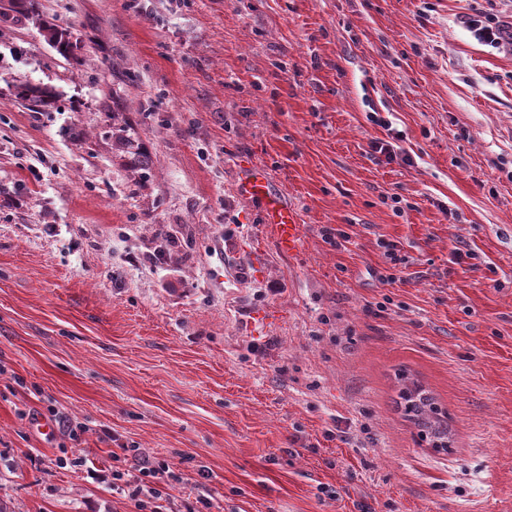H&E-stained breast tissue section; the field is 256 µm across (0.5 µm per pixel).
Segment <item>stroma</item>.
<instances>
[{"instance_id": "stroma-1", "label": "stroma", "mask_w": 512, "mask_h": 512, "mask_svg": "<svg viewBox=\"0 0 512 512\" xmlns=\"http://www.w3.org/2000/svg\"><path fill=\"white\" fill-rule=\"evenodd\" d=\"M39 2L78 50L0 22V507L136 512L56 460L150 456L169 512H512V47L469 26L512 0ZM243 160L305 224L296 255ZM403 371L449 450L398 408ZM56 413L80 441L37 429ZM17 90L19 99L31 109L45 110L46 108L53 107L55 103V94L48 88L22 84L17 87ZM125 132L126 130L124 127L112 126V147L114 146L117 150L132 155V174L135 178L143 177L151 171V159L149 155L144 153V151L139 147L135 148V144L127 134H124ZM238 188L259 205L264 226L274 235L279 250L288 256L298 253L305 224H299L296 211L281 201L266 175L250 162L242 161Z\"/></svg>"}]
</instances>
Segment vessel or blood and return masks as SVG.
<instances>
[{"instance_id": "1", "label": "vessel or blood", "mask_w": 512, "mask_h": 512, "mask_svg": "<svg viewBox=\"0 0 512 512\" xmlns=\"http://www.w3.org/2000/svg\"><path fill=\"white\" fill-rule=\"evenodd\" d=\"M238 188L259 205L264 226L274 235L279 250L291 256L298 253L305 227L299 224L296 211L281 201L266 175L250 162H241Z\"/></svg>"}]
</instances>
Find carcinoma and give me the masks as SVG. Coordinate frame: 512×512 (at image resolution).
I'll use <instances>...</instances> for the list:
<instances>
[{
    "mask_svg": "<svg viewBox=\"0 0 512 512\" xmlns=\"http://www.w3.org/2000/svg\"><path fill=\"white\" fill-rule=\"evenodd\" d=\"M24 18L37 25L45 40L65 58L73 53L72 33L47 24L39 13L37 0H7L0 4V20ZM17 95L29 108L44 110L54 105L55 94L48 88L31 84L17 87ZM112 146L132 155V174L138 178L151 171V159L143 150L134 146L125 134V128H112ZM402 387L398 394V405L405 418L418 428L420 435L435 443L436 447H448L449 430L444 415L435 404L434 396L409 377L401 376Z\"/></svg>",
    "mask_w": 512,
    "mask_h": 512,
    "instance_id": "obj_1",
    "label": "carcinoma"
}]
</instances>
